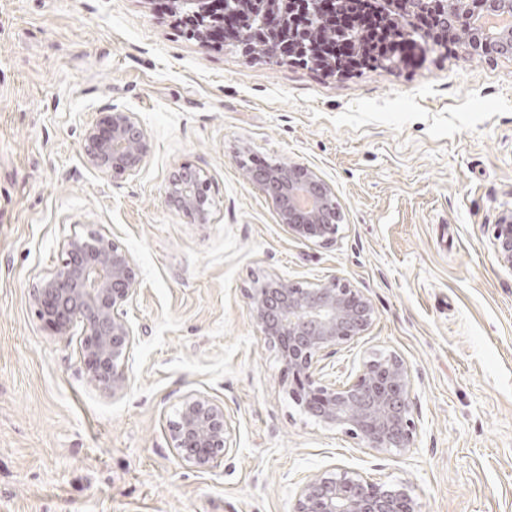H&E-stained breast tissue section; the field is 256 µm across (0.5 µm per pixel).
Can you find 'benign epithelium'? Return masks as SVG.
I'll use <instances>...</instances> for the list:
<instances>
[{
	"label": "benign epithelium",
	"instance_id": "benign-epithelium-1",
	"mask_svg": "<svg viewBox=\"0 0 512 512\" xmlns=\"http://www.w3.org/2000/svg\"><path fill=\"white\" fill-rule=\"evenodd\" d=\"M467 41L478 55L512 56V31L492 32L473 26ZM84 149L89 163L114 181L137 172L152 145L129 112H109L87 129ZM249 180L275 206L280 223L296 238L336 241L339 214L336 194L313 170L299 163L281 164ZM168 206L196 224L209 220L207 184L190 165L171 176ZM493 251L498 264L512 274V209L495 224ZM135 263L107 232L70 236L55 273L38 281L33 300L51 332L66 337L82 325L81 353L87 374L116 395L127 384L126 359L134 336L120 311L137 291ZM252 318L277 342L295 384L293 394L303 410L326 426H343L368 448L415 447L416 433L409 398L411 368L396 354L369 360L356 379L337 386L324 379L320 361L336 345L369 330L374 309L360 290L331 277L301 288L279 277L258 279L247 291ZM173 448L198 469L210 470L230 448L224 408L200 394L181 400L172 431ZM293 512H418L408 488L374 484L361 474L342 470L314 473L301 484Z\"/></svg>",
	"mask_w": 512,
	"mask_h": 512
}]
</instances>
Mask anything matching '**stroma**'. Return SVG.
Here are the masks:
<instances>
[{
	"label": "stroma",
	"mask_w": 512,
	"mask_h": 512,
	"mask_svg": "<svg viewBox=\"0 0 512 512\" xmlns=\"http://www.w3.org/2000/svg\"><path fill=\"white\" fill-rule=\"evenodd\" d=\"M156 0H0V512H292L302 479L349 470L406 484L420 512H512V274L491 239L512 208V57L425 44L347 75L216 48ZM132 113L152 152L115 181L84 135ZM313 169L341 210L335 242L289 235L248 158ZM200 170L210 221L166 203ZM132 255L127 386L89 378L78 336L51 335L32 286L73 234ZM276 275L361 290L374 322L330 379L374 355L410 366L416 445L365 447L305 416L247 290ZM223 407L211 470L172 447L181 398Z\"/></svg>",
	"instance_id": "1"
}]
</instances>
